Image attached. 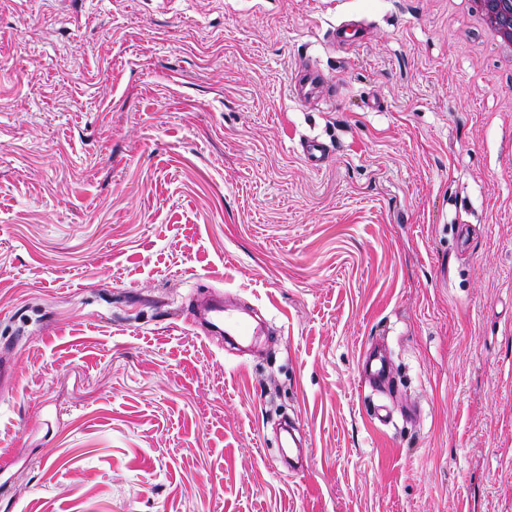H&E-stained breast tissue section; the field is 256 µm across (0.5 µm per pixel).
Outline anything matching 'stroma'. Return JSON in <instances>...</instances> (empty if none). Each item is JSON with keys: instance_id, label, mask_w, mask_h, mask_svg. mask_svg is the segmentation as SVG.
Here are the masks:
<instances>
[{"instance_id": "stroma-1", "label": "stroma", "mask_w": 512, "mask_h": 512, "mask_svg": "<svg viewBox=\"0 0 512 512\" xmlns=\"http://www.w3.org/2000/svg\"><path fill=\"white\" fill-rule=\"evenodd\" d=\"M0 362V512H512V68L465 0H0ZM321 86L320 74L317 70L311 69L295 77L291 84V93L299 101H307ZM301 154L309 167L320 170L329 160V147L319 138L309 137L301 141ZM185 321L191 322L194 330H200L204 334L223 335L229 336L232 341L236 338L247 339L253 336L255 330L251 323L244 317L238 315L235 309L224 306V299L213 301L200 317L188 319ZM362 369L370 382L384 383L388 377V361L376 354L366 353L362 360Z\"/></svg>"}]
</instances>
